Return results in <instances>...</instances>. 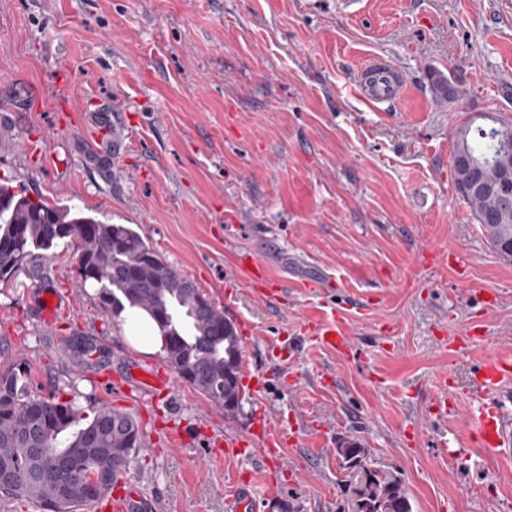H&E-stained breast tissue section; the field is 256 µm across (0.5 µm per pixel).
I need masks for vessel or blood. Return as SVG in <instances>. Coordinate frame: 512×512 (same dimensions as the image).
I'll return each mask as SVG.
<instances>
[{
    "instance_id": "obj_1",
    "label": "vessel or blood",
    "mask_w": 512,
    "mask_h": 512,
    "mask_svg": "<svg viewBox=\"0 0 512 512\" xmlns=\"http://www.w3.org/2000/svg\"><path fill=\"white\" fill-rule=\"evenodd\" d=\"M357 85L362 97L371 105L389 104L400 98L403 80L396 66L386 57L370 58L357 74ZM240 270L247 283L266 298L276 297L279 290L271 278L266 262L248 253L240 259ZM69 309L60 297L51 302H39L37 316L47 326L68 316ZM305 325L315 341L325 349L340 355L354 353L355 345L345 330L344 315L336 308L326 307L317 315L306 318ZM177 379L165 369L153 367L141 370L133 385L137 401L145 408L155 407L162 393L171 392ZM512 382V356L502 355L485 362L468 387L469 405L476 416L475 438L482 448L500 452L512 448V412L502 402L506 383ZM289 438L286 426L272 424L266 416H259L249 437L214 439V446L233 450L245 447L249 456L262 462L284 465L282 445ZM140 503L138 489L119 483L96 502L98 512H136Z\"/></svg>"
}]
</instances>
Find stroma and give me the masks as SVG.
<instances>
[{"label":"stroma","instance_id":"obj_1","mask_svg":"<svg viewBox=\"0 0 512 512\" xmlns=\"http://www.w3.org/2000/svg\"><path fill=\"white\" fill-rule=\"evenodd\" d=\"M375 55L404 80L377 107L353 84ZM435 71L452 98L432 91ZM476 112L512 120V0H0V181L133 227L251 326L243 366L274 379L246 387L234 413L183 381L148 415L103 396L95 368L166 358L129 344L62 244L0 281V373L25 370L39 394L75 385L82 406L109 401L149 432L186 422L192 440L136 453L140 512H230L242 480L252 512H353L356 473L336 456L352 439L403 481L412 512H512V452L470 441L466 386L512 355V262L454 183L455 131ZM96 126L126 127L121 150L109 133L92 139ZM242 252L266 261L277 298L237 284ZM44 288L74 311L55 329L35 317ZM325 304L353 317L356 354L307 333ZM281 337L292 354L278 366L266 346ZM453 337L464 348L450 350ZM82 339L98 365L73 350ZM443 373L453 408L437 416ZM260 414L293 428V477L205 446L203 431L242 437ZM462 445L468 461L450 462Z\"/></svg>","mask_w":512,"mask_h":512}]
</instances>
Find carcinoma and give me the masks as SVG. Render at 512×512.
<instances>
[{
	"mask_svg": "<svg viewBox=\"0 0 512 512\" xmlns=\"http://www.w3.org/2000/svg\"><path fill=\"white\" fill-rule=\"evenodd\" d=\"M455 138V152L464 148L477 159L493 158L501 148L470 120L457 127ZM464 200L500 256L511 260L512 223L492 222L503 207L499 192H470ZM60 241L76 250L78 280L97 286L103 308L149 314L166 336L164 352L178 377L213 403L230 401L227 412L242 407L239 337L201 288L133 228L34 200L0 183V280L11 278L32 250H49ZM79 398L76 390L67 400L46 398L32 393L17 371L0 374L1 495L37 500L48 512H73L112 490L141 447V427L107 403L86 410ZM336 455L342 467L357 473L356 512H411L402 480L368 467L360 441H348Z\"/></svg>",
	"mask_w": 512,
	"mask_h": 512,
	"instance_id": "1",
	"label": "carcinoma"
}]
</instances>
